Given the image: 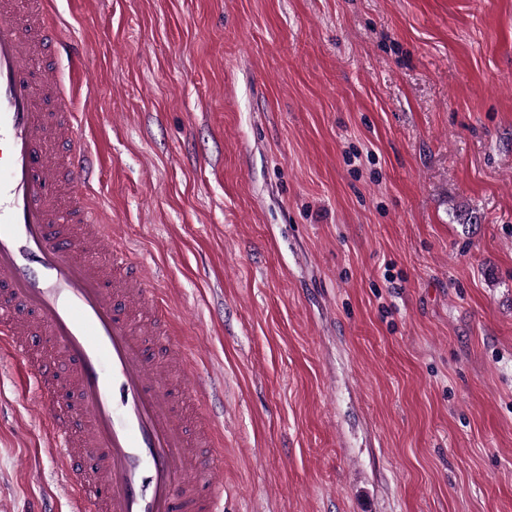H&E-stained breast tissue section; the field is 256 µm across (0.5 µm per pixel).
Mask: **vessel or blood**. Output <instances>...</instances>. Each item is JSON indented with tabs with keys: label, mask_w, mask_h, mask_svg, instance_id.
Instances as JSON below:
<instances>
[{
	"label": "vessel or blood",
	"mask_w": 512,
	"mask_h": 512,
	"mask_svg": "<svg viewBox=\"0 0 512 512\" xmlns=\"http://www.w3.org/2000/svg\"><path fill=\"white\" fill-rule=\"evenodd\" d=\"M54 0H0V356L33 382L71 512H221L224 437L168 304L89 203Z\"/></svg>",
	"instance_id": "1"
}]
</instances>
